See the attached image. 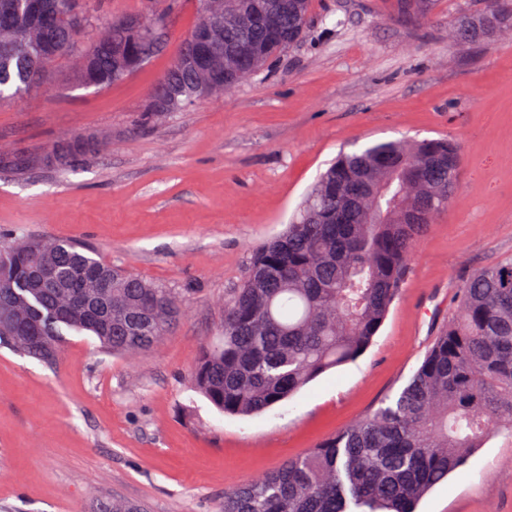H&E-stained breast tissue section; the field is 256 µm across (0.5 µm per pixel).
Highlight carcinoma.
Instances as JSON below:
<instances>
[{
  "label": "carcinoma",
  "mask_w": 512,
  "mask_h": 512,
  "mask_svg": "<svg viewBox=\"0 0 512 512\" xmlns=\"http://www.w3.org/2000/svg\"><path fill=\"white\" fill-rule=\"evenodd\" d=\"M248 17L262 2L279 5L277 36L258 24L242 34L253 59L224 74L225 88L272 62L303 36L311 0H226ZM175 0H147L136 29L112 20L89 47L90 61L70 78L105 88L159 51ZM417 19L429 0H401ZM96 20L87 0H15L0 10V100L47 83L51 66L74 52ZM512 32V0H485L453 31L458 40ZM171 108L196 102L197 73L173 61L160 77ZM87 133L34 153L0 156V171H68L105 154ZM461 146L452 139L382 140L344 152L318 178L286 230L251 257L224 298L221 336L206 345L194 387L218 411L251 416L296 395L370 346L399 295L417 239L455 197ZM49 267L57 284L43 285ZM181 296L82 252L68 239H22L0 250V341L43 361L55 359L64 331L86 332L114 354L147 352L180 315ZM449 317L409 383L355 424L277 470L224 495V512H415L418 499L445 481L474 448L512 438V260L461 282ZM93 512H139L99 500Z\"/></svg>",
  "instance_id": "obj_1"
}]
</instances>
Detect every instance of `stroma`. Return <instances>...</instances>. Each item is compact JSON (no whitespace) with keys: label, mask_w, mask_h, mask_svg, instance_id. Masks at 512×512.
I'll use <instances>...</instances> for the list:
<instances>
[{"label":"stroma","mask_w":512,"mask_h":512,"mask_svg":"<svg viewBox=\"0 0 512 512\" xmlns=\"http://www.w3.org/2000/svg\"><path fill=\"white\" fill-rule=\"evenodd\" d=\"M484 0H312L304 38L223 94L137 118L196 24L176 0L163 48L103 89L54 63L43 89L0 102V148L42 150L97 130L109 152L73 171L0 173V241L59 238L182 293L171 332L120 356L69 332L55 362L0 344V512H88L107 496L147 512H224V494L348 427L400 391L473 270L512 259V34L457 42ZM453 138L464 176L417 242L368 349L264 413L231 416L190 370L253 250L282 231L339 151ZM416 512H512V442L475 449Z\"/></svg>","instance_id":"35a3bbf8"}]
</instances>
